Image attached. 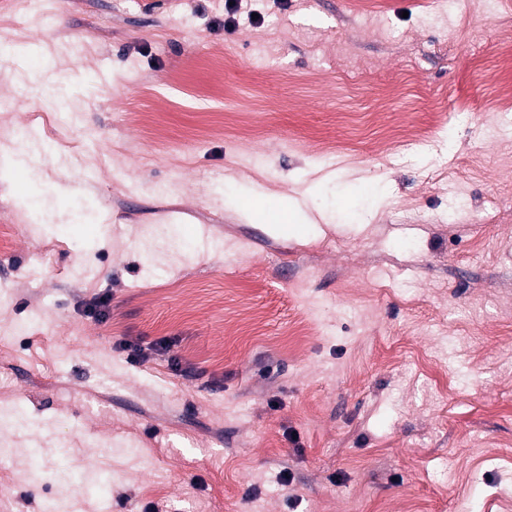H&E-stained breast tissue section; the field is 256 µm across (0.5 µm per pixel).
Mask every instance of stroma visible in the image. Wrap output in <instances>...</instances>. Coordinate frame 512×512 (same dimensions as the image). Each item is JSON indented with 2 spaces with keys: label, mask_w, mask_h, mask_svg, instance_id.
I'll return each mask as SVG.
<instances>
[{
  "label": "stroma",
  "mask_w": 512,
  "mask_h": 512,
  "mask_svg": "<svg viewBox=\"0 0 512 512\" xmlns=\"http://www.w3.org/2000/svg\"><path fill=\"white\" fill-rule=\"evenodd\" d=\"M456 7L0 11V129L48 146L0 166V404L24 419L0 444L46 445L0 512H512V135L469 114L512 87V0ZM411 129L432 137L404 157ZM281 196L301 218L266 219ZM154 225L217 247L162 256ZM68 471L111 472L107 498Z\"/></svg>",
  "instance_id": "stroma-1"
}]
</instances>
